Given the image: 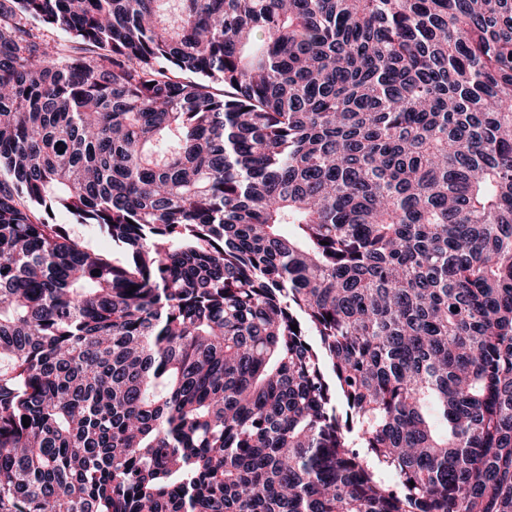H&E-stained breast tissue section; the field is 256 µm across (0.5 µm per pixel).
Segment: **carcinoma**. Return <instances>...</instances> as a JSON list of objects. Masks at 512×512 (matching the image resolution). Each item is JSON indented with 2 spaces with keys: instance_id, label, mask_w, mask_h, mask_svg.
Returning a JSON list of instances; mask_svg holds the SVG:
<instances>
[{
  "instance_id": "1",
  "label": "carcinoma",
  "mask_w": 512,
  "mask_h": 512,
  "mask_svg": "<svg viewBox=\"0 0 512 512\" xmlns=\"http://www.w3.org/2000/svg\"><path fill=\"white\" fill-rule=\"evenodd\" d=\"M0 512H512V0H0ZM61 224H68L72 236L78 238L86 247L93 250H102L112 254L114 259H121V255L112 248V242L105 238L97 229L86 224H75L70 216L61 214L58 216Z\"/></svg>"
}]
</instances>
